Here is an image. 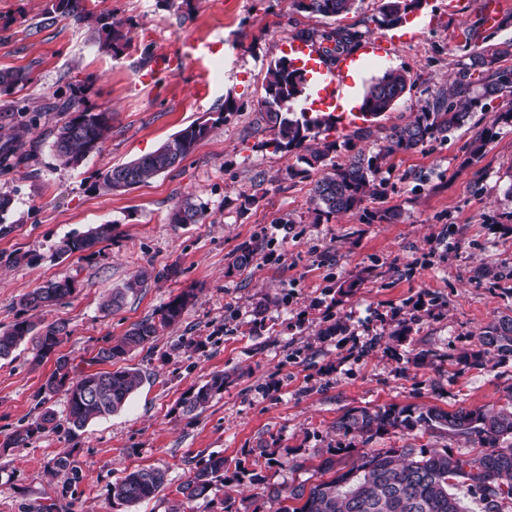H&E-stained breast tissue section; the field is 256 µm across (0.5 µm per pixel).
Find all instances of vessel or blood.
I'll use <instances>...</instances> for the list:
<instances>
[{
    "label": "vessel or blood",
    "mask_w": 512,
    "mask_h": 512,
    "mask_svg": "<svg viewBox=\"0 0 512 512\" xmlns=\"http://www.w3.org/2000/svg\"><path fill=\"white\" fill-rule=\"evenodd\" d=\"M288 49L295 61L308 71L310 77L314 78L316 103L322 108L338 111L341 124L348 125L358 121L359 113L342 111L340 104L341 89L351 65L350 59L340 58L335 67L330 68L323 62L313 44L292 39L288 42Z\"/></svg>",
    "instance_id": "obj_1"
}]
</instances>
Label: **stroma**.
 Returning <instances> with one entry per match:
<instances>
[{
	"mask_svg": "<svg viewBox=\"0 0 512 512\" xmlns=\"http://www.w3.org/2000/svg\"><path fill=\"white\" fill-rule=\"evenodd\" d=\"M478 2L423 0L406 25L388 28L378 22L380 0H356L335 20L296 11L291 0H90L93 13L112 14L129 32V47L113 54L94 42L90 23L52 11L50 0H0V69L31 76L0 95V145L18 107L36 113L26 160L0 173V193L14 199L0 224V328L19 318L66 323L57 352L87 372L106 341L176 295L193 294L178 324L127 356L126 367L145 374L143 385L122 410L81 431L69 429L65 392L41 393L54 358L34 363L28 341L0 360V512H43L52 502L63 512H169L177 487L212 454L225 460L224 487L193 512H224L228 499L269 512L265 484L315 482L314 468L327 457L345 465L375 448L472 452L473 441L419 427L368 440L338 432L336 421L351 409L388 405H505L512 361L469 367L457 358L482 328L512 316V124L492 122L512 101L475 110L448 139L387 156L383 199L329 219L316 218L309 203L318 172L282 181L295 159L267 147L260 101L270 62L287 55L298 31L350 27L364 45L344 95L362 97L389 70L408 71L413 81L390 112L329 133L337 160L378 153L391 126L410 121L455 78ZM379 38L392 41L391 50L370 53L368 42ZM187 39L211 44L212 54L176 71L143 64L177 53ZM77 93L83 104L111 111L112 130L101 152L72 168L52 144L62 106ZM228 99L236 109L227 115ZM203 120L210 132L175 170L121 194L99 188L105 168ZM479 137L484 150L470 158ZM257 183L263 198L239 213V195ZM188 196L204 204L203 220L173 223ZM387 209L397 219H384ZM285 216L289 231H276ZM97 224L111 225V239L56 254L61 239ZM246 246L251 263L234 267ZM30 250L37 262H9ZM142 270L148 277L138 294L118 312L102 311L103 298ZM66 276L75 281L71 296L23 310L28 292ZM216 372L229 376L223 393L200 414H184L183 397ZM46 406L56 413L54 428L6 446ZM63 453L73 468L59 472L54 460ZM295 457L307 458L308 469L291 470ZM143 467L166 470L165 489L131 507L114 501L113 482ZM255 473L261 482L252 481Z\"/></svg>",
	"mask_w": 512,
	"mask_h": 512,
	"instance_id": "1",
	"label": "stroma"
}]
</instances>
